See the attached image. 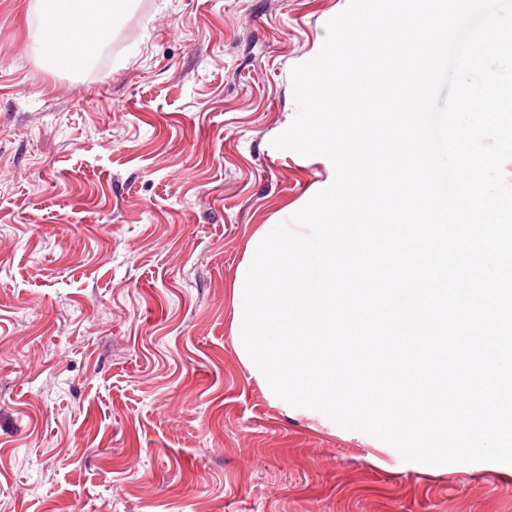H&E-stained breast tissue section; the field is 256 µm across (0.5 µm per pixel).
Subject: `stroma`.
Returning a JSON list of instances; mask_svg holds the SVG:
<instances>
[{
  "label": "stroma",
  "mask_w": 512,
  "mask_h": 512,
  "mask_svg": "<svg viewBox=\"0 0 512 512\" xmlns=\"http://www.w3.org/2000/svg\"><path fill=\"white\" fill-rule=\"evenodd\" d=\"M0 0V512H512V465L403 461L267 395L231 338L274 148L347 0H135L79 74Z\"/></svg>",
  "instance_id": "obj_1"
}]
</instances>
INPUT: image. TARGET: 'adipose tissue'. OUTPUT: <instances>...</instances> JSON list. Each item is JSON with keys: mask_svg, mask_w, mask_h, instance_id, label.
I'll return each mask as SVG.
<instances>
[{"mask_svg": "<svg viewBox=\"0 0 512 512\" xmlns=\"http://www.w3.org/2000/svg\"><path fill=\"white\" fill-rule=\"evenodd\" d=\"M36 0L38 33L32 52L46 64H53L52 44L72 48V69L87 65L111 39L115 22L125 15L131 0Z\"/></svg>", "mask_w": 512, "mask_h": 512, "instance_id": "ef3b65f1", "label": "adipose tissue"}]
</instances>
